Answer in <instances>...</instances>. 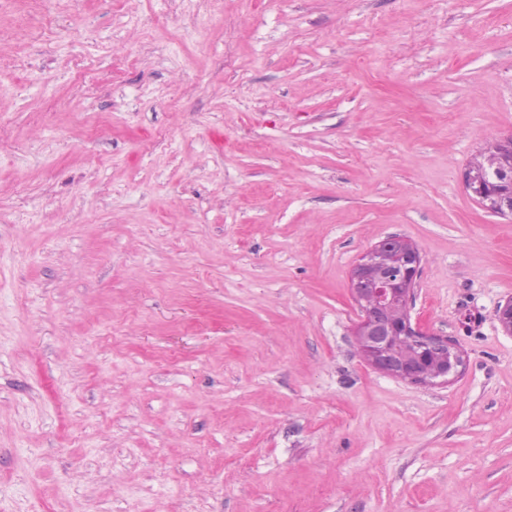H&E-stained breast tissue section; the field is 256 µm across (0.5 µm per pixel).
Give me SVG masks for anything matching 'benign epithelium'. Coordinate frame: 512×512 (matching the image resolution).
I'll return each mask as SVG.
<instances>
[{
	"mask_svg": "<svg viewBox=\"0 0 512 512\" xmlns=\"http://www.w3.org/2000/svg\"><path fill=\"white\" fill-rule=\"evenodd\" d=\"M504 166L466 170L467 191L482 207L512 217V135L499 141ZM424 257L410 240L387 236L367 249L351 275L360 319L355 328L363 359L374 369L412 385H443L464 369L466 352L446 336L412 320L410 309Z\"/></svg>",
	"mask_w": 512,
	"mask_h": 512,
	"instance_id": "obj_1",
	"label": "benign epithelium"
}]
</instances>
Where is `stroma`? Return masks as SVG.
Returning a JSON list of instances; mask_svg holds the SVG:
<instances>
[{
  "instance_id": "obj_1",
  "label": "stroma",
  "mask_w": 512,
  "mask_h": 512,
  "mask_svg": "<svg viewBox=\"0 0 512 512\" xmlns=\"http://www.w3.org/2000/svg\"><path fill=\"white\" fill-rule=\"evenodd\" d=\"M0 0V512H512V0ZM127 66L119 78L112 67ZM467 354L368 365L388 235ZM502 154L508 160L504 166L491 171L467 168L464 182L474 200L485 209L502 217H512V135L499 141Z\"/></svg>"
}]
</instances>
